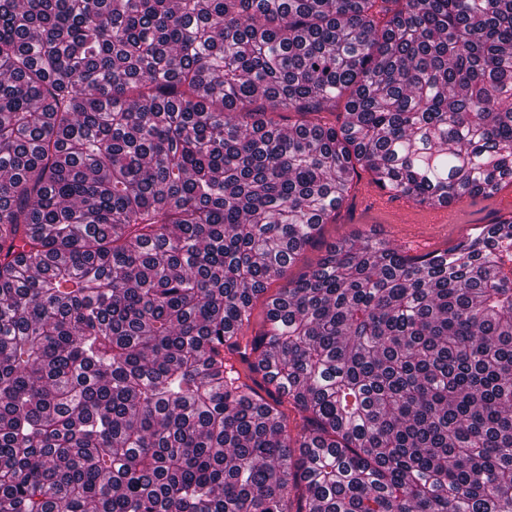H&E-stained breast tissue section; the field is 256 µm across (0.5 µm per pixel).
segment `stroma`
<instances>
[{
    "instance_id": "obj_1",
    "label": "stroma",
    "mask_w": 512,
    "mask_h": 512,
    "mask_svg": "<svg viewBox=\"0 0 512 512\" xmlns=\"http://www.w3.org/2000/svg\"><path fill=\"white\" fill-rule=\"evenodd\" d=\"M373 184L368 172H360L355 180L348 203L336 217L335 223L324 225L313 247L305 250L288 265L283 276L268 287L269 294L296 280L310 270L333 244L356 234L369 235L389 242L402 254L424 255L441 251L461 238L503 216H512V187L491 197H467L456 202L445 224H428L420 210L404 211L399 207L374 209L364 203Z\"/></svg>"
}]
</instances>
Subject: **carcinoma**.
Segmentation results:
<instances>
[{
    "label": "carcinoma",
    "instance_id": "carcinoma-1",
    "mask_svg": "<svg viewBox=\"0 0 512 512\" xmlns=\"http://www.w3.org/2000/svg\"><path fill=\"white\" fill-rule=\"evenodd\" d=\"M359 168L512 183V0H0V512H512V218L247 334Z\"/></svg>",
    "mask_w": 512,
    "mask_h": 512
}]
</instances>
